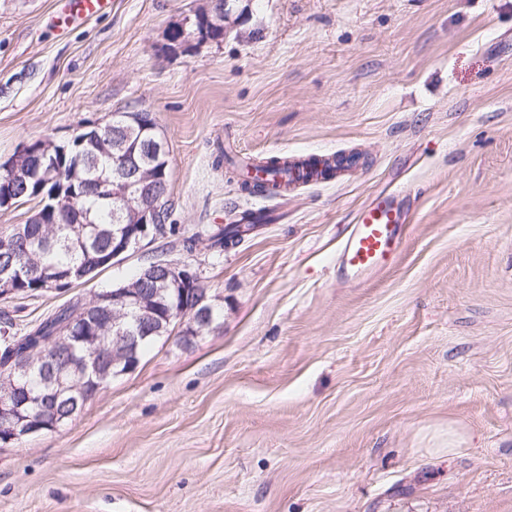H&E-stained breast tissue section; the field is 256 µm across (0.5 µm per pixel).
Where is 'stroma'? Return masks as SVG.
<instances>
[{
    "label": "stroma",
    "mask_w": 512,
    "mask_h": 512,
    "mask_svg": "<svg viewBox=\"0 0 512 512\" xmlns=\"http://www.w3.org/2000/svg\"><path fill=\"white\" fill-rule=\"evenodd\" d=\"M206 0H112L57 27L0 0V161L116 112L169 148L170 223L74 292L0 298L14 328L71 294L184 260L223 299L64 425L0 447V512H512V0H238L224 37L173 50ZM357 152L287 200L224 158ZM403 190L395 263L345 284L336 254L373 193ZM278 221L217 254L182 239Z\"/></svg>",
    "instance_id": "obj_1"
}]
</instances>
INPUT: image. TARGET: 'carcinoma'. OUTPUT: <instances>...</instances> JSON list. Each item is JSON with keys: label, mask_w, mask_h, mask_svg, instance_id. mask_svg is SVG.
Instances as JSON below:
<instances>
[{"label": "carcinoma", "mask_w": 512, "mask_h": 512, "mask_svg": "<svg viewBox=\"0 0 512 512\" xmlns=\"http://www.w3.org/2000/svg\"><path fill=\"white\" fill-rule=\"evenodd\" d=\"M127 122V113L117 112L105 124L86 125L67 140L43 137L26 145L30 157L25 178L7 184L0 176V193L17 197L19 204L34 201L38 208L44 199L54 197L56 209L45 223L30 225L26 239L0 249V273L25 269L35 274L68 276L92 261L95 277L112 266L107 258L112 254V232L119 228L112 215L124 206L123 199L112 193V125ZM288 167L289 162L278 157L259 164L243 163L238 169L241 187L251 195L275 194L280 187L277 176L288 174ZM254 228L253 224L239 223L219 227L210 237V248L221 252L228 244L244 241ZM93 318L95 310L76 298L13 340L18 344L31 336L49 340L71 331L79 336ZM96 323L104 336L97 359L105 368L112 361V317L96 319ZM92 398L90 394L75 404L70 395L61 396L57 402L61 423L71 420Z\"/></svg>", "instance_id": "1"}]
</instances>
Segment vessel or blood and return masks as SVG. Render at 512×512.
Segmentation results:
<instances>
[{"label": "vessel or blood", "instance_id": "vessel-or-blood-1", "mask_svg": "<svg viewBox=\"0 0 512 512\" xmlns=\"http://www.w3.org/2000/svg\"><path fill=\"white\" fill-rule=\"evenodd\" d=\"M112 0H56L66 20L79 24L100 15ZM407 229V211L399 193L373 196L358 211L337 258L340 274L351 285L377 274L396 260Z\"/></svg>", "mask_w": 512, "mask_h": 512}]
</instances>
